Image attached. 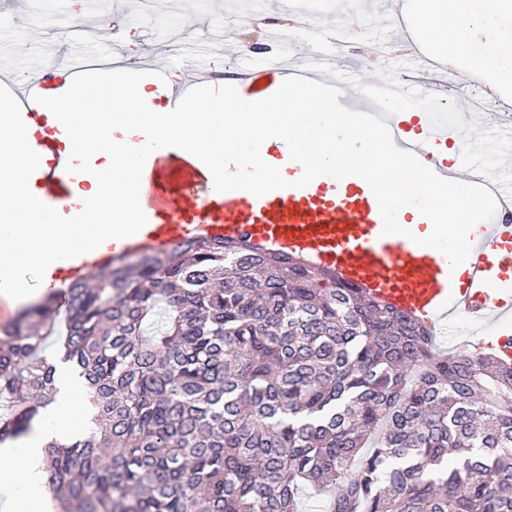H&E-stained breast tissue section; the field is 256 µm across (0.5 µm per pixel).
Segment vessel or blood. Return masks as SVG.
I'll return each mask as SVG.
<instances>
[{
    "instance_id": "vessel-or-blood-1",
    "label": "vessel or blood",
    "mask_w": 512,
    "mask_h": 512,
    "mask_svg": "<svg viewBox=\"0 0 512 512\" xmlns=\"http://www.w3.org/2000/svg\"><path fill=\"white\" fill-rule=\"evenodd\" d=\"M299 73L328 85L333 82L330 75L286 66L278 56L257 67L238 68L232 80L239 94L256 101L273 94L285 77ZM221 74V64L213 62L185 74L177 85H159V101L164 106L176 105L191 87L215 83ZM71 79V71L47 69L27 82L12 77L4 80L32 130L29 144L41 157L29 183L41 201L65 216L78 213L82 206L73 192L77 177L66 170L69 154L61 144L66 133L32 97L64 92ZM387 123L396 146L415 152L441 177L486 183L485 177L439 158L451 132L432 130L427 114L402 112ZM143 175L140 200L146 225L132 237L56 261L45 274L43 288L55 291L60 285L87 278L109 262L162 251L187 239L216 236L232 241L246 237L287 254L312 258L399 311L438 323L463 319L474 335L493 334L499 345L512 347V337L507 334L512 326V286L495 282L497 272L512 269L510 224L482 223L467 270L459 278L451 275L449 262L440 251L402 235H383L377 201L369 185L356 176L339 181L322 175L306 187L278 189L260 197L243 190L217 192L207 167L177 148L153 152Z\"/></svg>"
}]
</instances>
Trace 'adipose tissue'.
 Segmentation results:
<instances>
[{
    "mask_svg": "<svg viewBox=\"0 0 512 512\" xmlns=\"http://www.w3.org/2000/svg\"><path fill=\"white\" fill-rule=\"evenodd\" d=\"M417 5L425 40L445 60L466 62L472 78L492 91L512 87V31L490 27L479 41L473 27L487 10L512 15V0H417ZM56 377L55 403L39 411L26 435L0 443V512H24L32 503L41 512H53L44 482V449L87 431L90 409L77 400L79 378L64 364Z\"/></svg>",
    "mask_w": 512,
    "mask_h": 512,
    "instance_id": "ef3b65f1",
    "label": "adipose tissue"
}]
</instances>
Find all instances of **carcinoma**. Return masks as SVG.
I'll list each match as a JSON object with an SVG mask.
<instances>
[{
	"instance_id": "obj_1",
	"label": "carcinoma",
	"mask_w": 512,
	"mask_h": 512,
	"mask_svg": "<svg viewBox=\"0 0 512 512\" xmlns=\"http://www.w3.org/2000/svg\"><path fill=\"white\" fill-rule=\"evenodd\" d=\"M0 336V442L83 379L91 433L45 448L57 512H512V363L439 357L330 268L192 238L66 284Z\"/></svg>"
}]
</instances>
